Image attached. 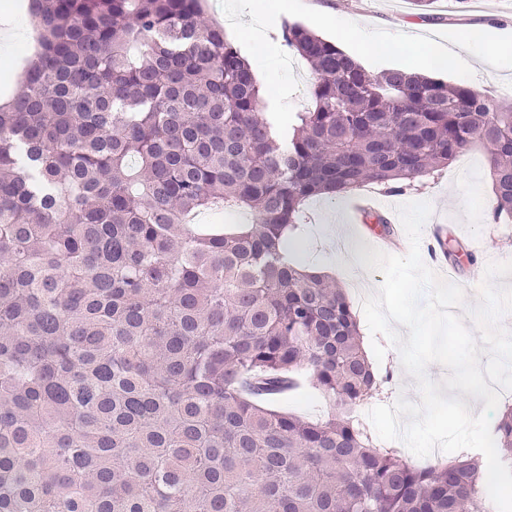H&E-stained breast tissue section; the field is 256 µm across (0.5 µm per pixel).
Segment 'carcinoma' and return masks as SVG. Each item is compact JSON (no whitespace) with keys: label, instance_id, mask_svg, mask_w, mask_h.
<instances>
[{"label":"carcinoma","instance_id":"1","mask_svg":"<svg viewBox=\"0 0 512 512\" xmlns=\"http://www.w3.org/2000/svg\"><path fill=\"white\" fill-rule=\"evenodd\" d=\"M29 15L0 109V512H496L479 455L374 442L355 315L295 242L307 201L402 193L477 143L512 219V110L286 22L312 84L284 125L200 0ZM222 207L249 222L193 223ZM305 382L328 418L271 406ZM492 436L512 466V407Z\"/></svg>","mask_w":512,"mask_h":512}]
</instances>
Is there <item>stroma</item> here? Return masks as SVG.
<instances>
[{"label": "stroma", "instance_id": "1", "mask_svg": "<svg viewBox=\"0 0 512 512\" xmlns=\"http://www.w3.org/2000/svg\"><path fill=\"white\" fill-rule=\"evenodd\" d=\"M229 0H202L207 20L223 26L226 39L235 49H243V38L253 25L248 11L230 13ZM285 21L295 23L320 35L350 55L364 54V69L372 74L407 69L413 63L404 45L415 41H434L446 47H459L462 60L438 71L437 79L463 82L474 90L494 96L498 101H512V58L484 61V45L469 41L477 28L493 27L507 32L512 40V0H488L485 8L474 0H432L427 10H420L414 0H289ZM256 77L272 74L275 83L267 89L272 112L285 116L303 110L309 100L311 75L307 64L282 42L278 32H270L263 52L249 55ZM360 197L379 211H395L400 205L427 201L433 206L431 223L446 228V244L456 258V284L465 290V304L479 302V287L484 265L490 261H512V220L472 221L468 213L478 202L492 199V179L484 148L476 146L465 158L456 159L440 175L417 181L415 190L402 195H388L378 187L361 188ZM351 198L314 200L307 206L306 224L299 238L298 255L310 265L329 271L346 288L371 294L383 281L380 272L356 274L354 268L338 261L339 250L332 247L324 233L328 224L338 225L341 240L350 241L361 251L384 247L383 231L366 224L353 213ZM387 248V247H384ZM389 254L403 256L408 242L387 248ZM482 255L484 262L473 265L470 254ZM382 376L381 392L375 402L393 404L398 396L418 401L414 378L403 369L395 347H387L383 361L375 363Z\"/></svg>", "mask_w": 512, "mask_h": 512}]
</instances>
